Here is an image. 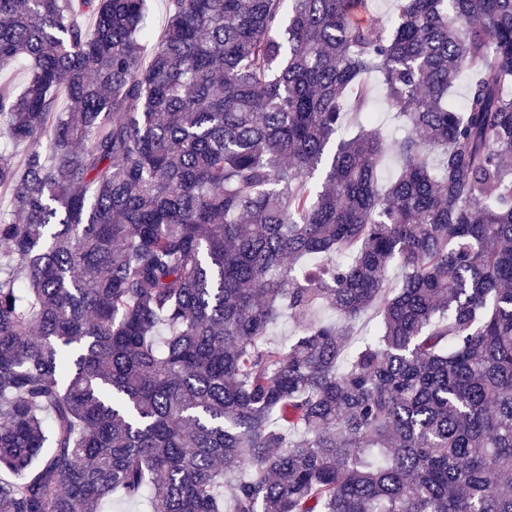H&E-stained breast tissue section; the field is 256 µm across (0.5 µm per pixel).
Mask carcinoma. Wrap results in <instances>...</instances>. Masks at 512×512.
Returning a JSON list of instances; mask_svg holds the SVG:
<instances>
[{
    "mask_svg": "<svg viewBox=\"0 0 512 512\" xmlns=\"http://www.w3.org/2000/svg\"><path fill=\"white\" fill-rule=\"evenodd\" d=\"M368 2L0 0V512H512V0ZM372 108L375 113L373 127L377 128L384 135L392 134L397 125V121L394 113L388 110L383 93L378 87H376L373 92Z\"/></svg>",
    "mask_w": 512,
    "mask_h": 512,
    "instance_id": "1",
    "label": "carcinoma"
}]
</instances>
